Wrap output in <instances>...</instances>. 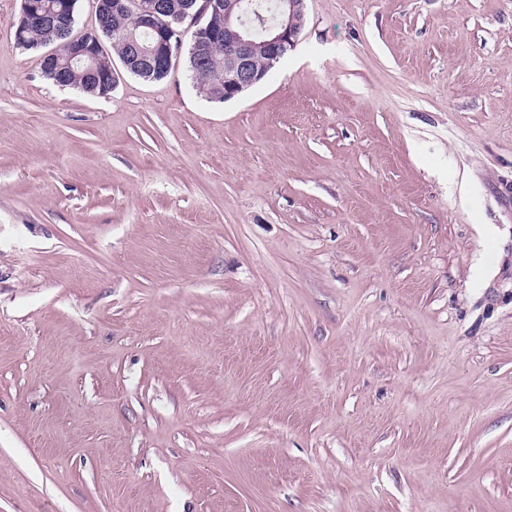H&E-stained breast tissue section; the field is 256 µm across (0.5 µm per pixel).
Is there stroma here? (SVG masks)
Returning a JSON list of instances; mask_svg holds the SVG:
<instances>
[{"label":"stroma","instance_id":"1","mask_svg":"<svg viewBox=\"0 0 512 512\" xmlns=\"http://www.w3.org/2000/svg\"><path fill=\"white\" fill-rule=\"evenodd\" d=\"M0 0V512H512V0H306L218 103L47 79Z\"/></svg>","mask_w":512,"mask_h":512}]
</instances>
